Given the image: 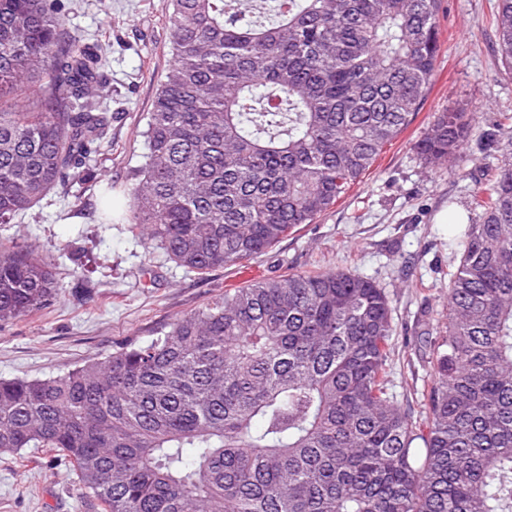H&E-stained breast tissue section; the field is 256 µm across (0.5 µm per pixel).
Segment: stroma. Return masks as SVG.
<instances>
[{
  "instance_id": "1",
  "label": "stroma",
  "mask_w": 512,
  "mask_h": 512,
  "mask_svg": "<svg viewBox=\"0 0 512 512\" xmlns=\"http://www.w3.org/2000/svg\"><path fill=\"white\" fill-rule=\"evenodd\" d=\"M495 15L496 0H441V46L425 100L361 182L266 254L196 275L128 225L99 216L107 190L132 187L144 162L142 133L172 64L167 0H68V31L110 42L111 142L91 162L95 179L0 225L1 246L36 248L61 284L40 314L0 325V378L62 375L129 340H150L225 290L336 269L369 278L388 295L396 326L389 394L425 421L434 374L422 340L445 331L448 268L461 253L456 220L478 222L475 195L512 164V72L495 49ZM456 108L468 114L467 144L454 162L427 163L417 143L436 113ZM74 480L44 449L0 452V512H99Z\"/></svg>"
}]
</instances>
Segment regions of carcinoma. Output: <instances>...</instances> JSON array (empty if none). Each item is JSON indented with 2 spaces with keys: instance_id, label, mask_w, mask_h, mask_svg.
Wrapping results in <instances>:
<instances>
[{
  "instance_id": "1",
  "label": "carcinoma",
  "mask_w": 512,
  "mask_h": 512,
  "mask_svg": "<svg viewBox=\"0 0 512 512\" xmlns=\"http://www.w3.org/2000/svg\"><path fill=\"white\" fill-rule=\"evenodd\" d=\"M440 0H169L173 64L155 97L131 231L204 275L265 253L360 182L422 105ZM64 0H0V224L91 176L110 142L109 44ZM512 69V0H496ZM466 113L417 145L460 153ZM448 272L446 335L421 425L391 404L387 295L344 270L233 288L64 375L0 379V451L44 448L102 512H512V165L476 201ZM58 281L0 248V322Z\"/></svg>"
}]
</instances>
